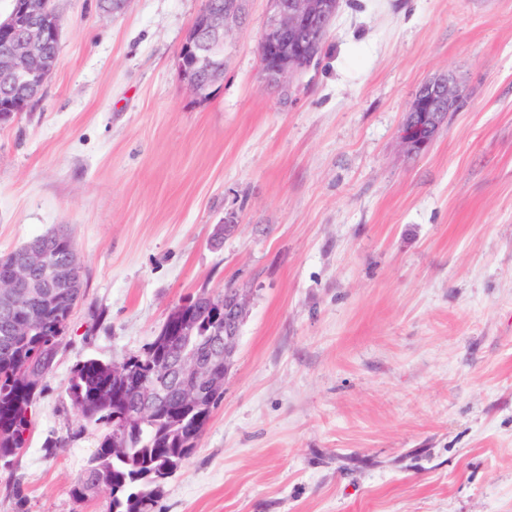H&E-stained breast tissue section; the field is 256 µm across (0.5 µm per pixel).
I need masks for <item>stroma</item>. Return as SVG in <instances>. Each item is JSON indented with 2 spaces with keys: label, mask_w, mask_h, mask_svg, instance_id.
<instances>
[{
  "label": "stroma",
  "mask_w": 512,
  "mask_h": 512,
  "mask_svg": "<svg viewBox=\"0 0 512 512\" xmlns=\"http://www.w3.org/2000/svg\"><path fill=\"white\" fill-rule=\"evenodd\" d=\"M203 5L54 0L56 68L0 127V255L61 229L86 274L0 512H108L69 494L97 448L73 367L228 283L224 397L153 512H512V0H340L288 91L249 0L200 103L175 57ZM448 75L462 108L408 154L416 89Z\"/></svg>",
  "instance_id": "35a3bbf8"
}]
</instances>
